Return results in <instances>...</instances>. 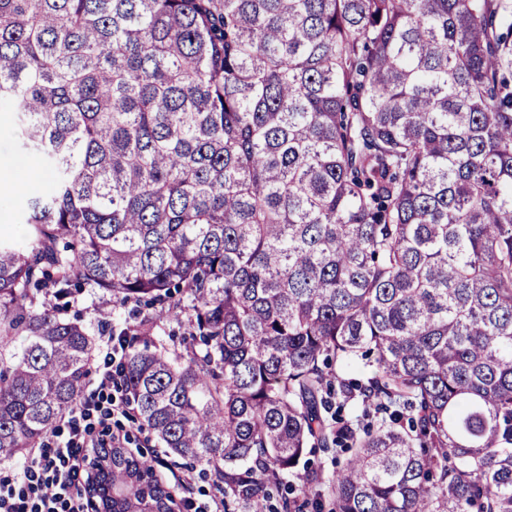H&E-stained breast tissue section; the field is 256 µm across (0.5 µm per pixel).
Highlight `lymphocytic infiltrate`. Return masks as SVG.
Here are the masks:
<instances>
[{
  "instance_id": "f902f5d3",
  "label": "lymphocytic infiltrate",
  "mask_w": 512,
  "mask_h": 512,
  "mask_svg": "<svg viewBox=\"0 0 512 512\" xmlns=\"http://www.w3.org/2000/svg\"><path fill=\"white\" fill-rule=\"evenodd\" d=\"M80 405L64 440L31 455L12 479L0 482V512H85V484L92 467L87 448H121L127 434L94 426Z\"/></svg>"
}]
</instances>
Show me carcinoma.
<instances>
[{"mask_svg": "<svg viewBox=\"0 0 512 512\" xmlns=\"http://www.w3.org/2000/svg\"><path fill=\"white\" fill-rule=\"evenodd\" d=\"M5 106L52 184L0 238L1 464L83 396L88 290L249 512H512V0H0ZM154 469L112 449V512H175ZM162 335L165 336L166 346L170 349H183L182 338L187 336V323L182 320L165 319L161 322Z\"/></svg>", "mask_w": 512, "mask_h": 512, "instance_id": "1", "label": "carcinoma"}]
</instances>
